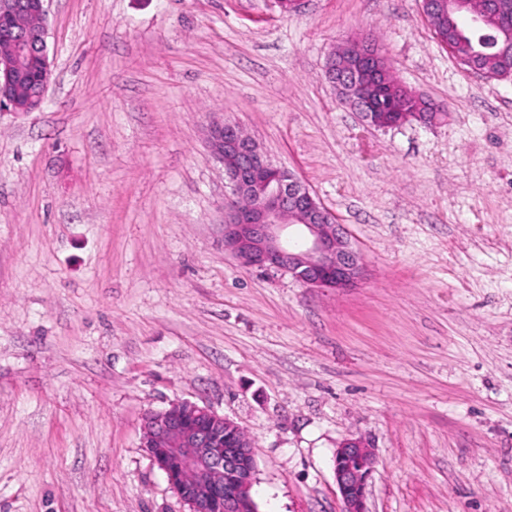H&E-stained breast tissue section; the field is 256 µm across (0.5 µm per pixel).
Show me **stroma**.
I'll list each match as a JSON object with an SVG mask.
<instances>
[{"instance_id": "1", "label": "stroma", "mask_w": 512, "mask_h": 512, "mask_svg": "<svg viewBox=\"0 0 512 512\" xmlns=\"http://www.w3.org/2000/svg\"><path fill=\"white\" fill-rule=\"evenodd\" d=\"M40 110L0 112V512H189L142 446L178 400L255 446L258 512H512V79L421 0H48ZM372 37L448 116L366 125L325 77ZM232 122L342 224L365 275L309 288L224 248ZM376 457L361 439L345 440L334 456V475L340 491L343 512H367V482L374 471Z\"/></svg>"}]
</instances>
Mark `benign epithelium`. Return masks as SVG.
Wrapping results in <instances>:
<instances>
[{"label": "benign epithelium", "mask_w": 512, "mask_h": 512, "mask_svg": "<svg viewBox=\"0 0 512 512\" xmlns=\"http://www.w3.org/2000/svg\"><path fill=\"white\" fill-rule=\"evenodd\" d=\"M46 2L0 0V29L15 44L12 54H0V109L17 111L7 87L19 71L21 57L36 47L28 34L14 32L13 23L28 10L46 13ZM458 8L471 14L475 30L492 19L504 35L512 33V0H484L480 8L474 0H459ZM340 53L345 60L332 84L352 85L356 93L348 105L368 125L400 126L412 117L422 125L438 120L425 112L412 117L379 112L358 90L364 79L378 76L381 54L357 40L346 42ZM209 139L230 185V200L224 203L227 250L249 268L288 273L310 288L341 290L358 282L363 274L358 249L299 178L273 165L235 124L213 126ZM236 428L224 416L188 401L173 402L144 417V440L166 447L167 456L153 460L190 512H219L222 506L241 512L251 505L254 449L233 439L224 448L214 445L216 434ZM375 465V455L361 439H347L336 449L334 475L343 512H367V482Z\"/></svg>", "instance_id": "7a95c632"}]
</instances>
